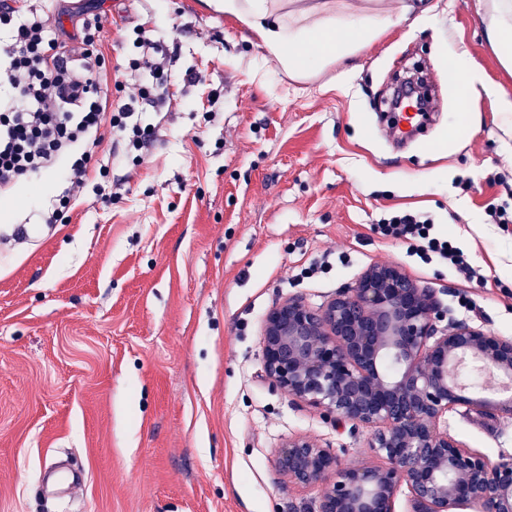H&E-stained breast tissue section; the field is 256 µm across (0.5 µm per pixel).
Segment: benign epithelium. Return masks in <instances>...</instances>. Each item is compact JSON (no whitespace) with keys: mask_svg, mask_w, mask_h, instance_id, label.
<instances>
[{"mask_svg":"<svg viewBox=\"0 0 512 512\" xmlns=\"http://www.w3.org/2000/svg\"><path fill=\"white\" fill-rule=\"evenodd\" d=\"M434 289L374 264L318 307L275 303L262 331L267 378L285 396L374 430L379 465H341L305 436L285 440L274 466L296 488L318 489L315 512H512V455L495 462L448 433V414L512 418V339L467 321L440 326Z\"/></svg>","mask_w":512,"mask_h":512,"instance_id":"7a95c632","label":"benign epithelium"}]
</instances>
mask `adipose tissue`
Here are the masks:
<instances>
[{"mask_svg":"<svg viewBox=\"0 0 512 512\" xmlns=\"http://www.w3.org/2000/svg\"><path fill=\"white\" fill-rule=\"evenodd\" d=\"M299 16L304 24L292 38L275 29L262 33L271 51L284 58L292 72L317 68L328 58L351 55L368 44L375 32L361 18L351 21L348 33L342 36L335 31L330 15L303 10ZM486 33L501 65L512 69V0H491Z\"/></svg>","mask_w":512,"mask_h":512,"instance_id":"ef3b65f1","label":"adipose tissue"}]
</instances>
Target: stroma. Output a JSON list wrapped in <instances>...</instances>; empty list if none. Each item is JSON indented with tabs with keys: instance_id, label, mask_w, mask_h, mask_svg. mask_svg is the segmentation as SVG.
<instances>
[{
	"instance_id": "1",
	"label": "stroma",
	"mask_w": 512,
	"mask_h": 512,
	"mask_svg": "<svg viewBox=\"0 0 512 512\" xmlns=\"http://www.w3.org/2000/svg\"><path fill=\"white\" fill-rule=\"evenodd\" d=\"M101 82L136 96L143 25L164 52L166 104L138 103L144 149L102 126L66 224L48 225L57 173L18 184L0 241V512H313L283 483L288 436L374 463L373 431L292 402L263 369L261 325L278 300L322 304L375 263L434 288L450 321L512 337V138L495 97L461 105L450 55L508 96L482 0H378L370 43L316 71L279 69L248 24L214 0H90ZM426 65L443 98L427 132L395 146L379 107L396 75ZM194 80H187V73ZM429 215L480 275L422 262L375 225ZM329 261L326 272L303 268ZM450 432L490 459L512 420L454 414Z\"/></svg>"
}]
</instances>
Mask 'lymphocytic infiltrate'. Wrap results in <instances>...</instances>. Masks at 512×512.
<instances>
[{"instance_id":"f902f5d3","label":"lymphocytic infiltrate","mask_w":512,"mask_h":512,"mask_svg":"<svg viewBox=\"0 0 512 512\" xmlns=\"http://www.w3.org/2000/svg\"><path fill=\"white\" fill-rule=\"evenodd\" d=\"M78 34L50 28L28 0L0 8V27L11 33L0 50V89L25 102L22 111L0 104V192L43 172L61 169L66 182L49 221H66L76 189L89 178V163L99 146L103 123L129 132L134 148L146 134L134 123L135 108L125 103L108 109L110 92L97 70L104 64L98 50L99 17L80 15ZM383 236L407 244L422 261L439 258L464 278L476 277L468 256L434 231L424 213L395 210L377 224Z\"/></svg>"}]
</instances>
